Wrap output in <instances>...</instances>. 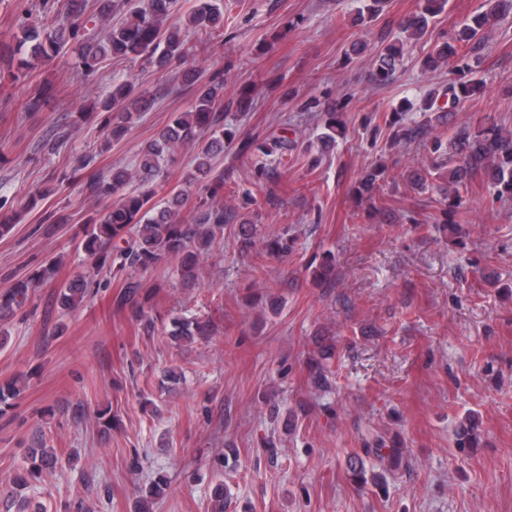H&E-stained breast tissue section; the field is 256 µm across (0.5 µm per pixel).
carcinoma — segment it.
I'll return each instance as SVG.
<instances>
[{
  "mask_svg": "<svg viewBox=\"0 0 512 512\" xmlns=\"http://www.w3.org/2000/svg\"><path fill=\"white\" fill-rule=\"evenodd\" d=\"M73 11L69 21L49 29L39 20L28 15L18 19L19 43L29 45L30 57L49 63L71 41L78 44V67L89 78L106 58L134 56L155 71L183 67V78L193 88V100L187 111L181 112L171 124L148 141L140 150L135 167L115 166L105 177H84L83 167L73 171V177L85 179L84 187L89 197L104 199L115 197V202L104 210L88 216L82 228L79 248L92 259L94 269L123 271L147 270L164 258L178 260L177 273L185 281L195 279L201 260L212 247L224 239V226L240 224L239 241L242 249L256 247L253 218L236 208L224 205V171L218 169L217 159L224 154V142H233L235 133L224 124V111H244L248 107V91L243 90L235 98L224 101V76L219 72L206 77L187 58L188 42L203 34L224 27V7L220 0H195L192 10L179 24L167 25L177 0H99L98 18L110 27L104 39L88 32L84 19V0H72ZM448 0H425L419 12L404 24L406 38L419 42L430 37V24L434 17L447 6ZM512 15V0H484L482 10L467 18L454 38L435 41L425 64L429 67L448 65L455 77L448 79L442 90L447 98L448 111L453 112L474 97L479 84L467 77L472 72L471 58L478 51L487 31L497 26L503 18ZM404 42L398 38L389 41L378 57L377 80L383 84L393 81ZM153 99L147 91L128 79L112 84V91L97 109L99 125L103 130L104 148L120 142L132 125L146 111ZM436 98L426 104V111L433 113L423 123L402 124V113L392 112L389 124L397 131L396 141L433 138V149L442 148V139L434 134V125L443 123L444 116L434 109ZM343 125L336 112L329 113L324 132L318 138L321 147L336 143ZM195 150L194 162L200 187L195 193L193 222L181 219V212L188 197L174 194L166 201H155V186L161 176V160L182 148ZM296 141L278 136L261 149V156L254 161L256 181L272 174L266 158L274 154L283 158L293 152ZM481 176L488 189L498 200H512V130L497 126L463 128L450 140L448 160L408 174L412 189H435L448 202L444 214L451 225L461 223L463 213L462 193L475 176ZM383 171L379 167L365 170L356 187L359 197L370 200L380 188ZM136 181L139 190L126 193L125 187ZM293 242L285 236H275L262 241L261 251L269 256L286 257ZM58 260L52 259L34 276L16 280L10 288L0 292V317L5 319L22 309L31 297L32 282L54 277ZM145 288L143 281L130 276L125 279L117 296V305L131 307L133 317L146 321L139 297ZM90 294L87 277L79 275L63 283L56 294V303L63 312H73L84 304ZM207 333L197 321L182 319L174 322L171 336L177 341H191ZM28 385L24 376L8 380L0 385V412L20 398ZM479 435L475 420L468 419L457 432L456 446L476 448ZM374 457L388 461L394 468L403 465L400 448L382 446L369 449ZM62 467L61 459L45 442L37 440L28 449V463L12 478L10 490L4 501L6 512H45L42 502L26 493L30 483L39 479L43 471ZM168 487L167 477L160 475L153 481L147 495L140 499L139 512H150L152 501L163 497Z\"/></svg>",
  "mask_w": 512,
  "mask_h": 512,
  "instance_id": "obj_1",
  "label": "carcinoma"
}]
</instances>
